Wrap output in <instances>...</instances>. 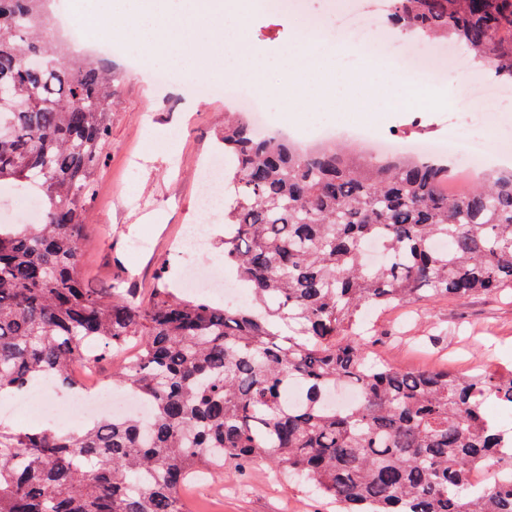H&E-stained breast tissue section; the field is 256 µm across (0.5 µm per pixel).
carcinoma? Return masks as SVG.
Returning <instances> with one entry per match:
<instances>
[{"mask_svg":"<svg viewBox=\"0 0 512 512\" xmlns=\"http://www.w3.org/2000/svg\"><path fill=\"white\" fill-rule=\"evenodd\" d=\"M51 3L0 0V189L35 192L42 210L35 224H0V394L39 380L75 390V364L120 357L112 382L152 418L0 426V512H185L189 475L257 456L341 512H512V479L480 493L466 481L492 461L512 472V435L484 411L490 399L512 411V370L398 369L368 356L362 328L367 306L512 288V169L455 197L446 160L308 151L226 122L234 196L220 249L250 302L86 288L81 243L114 75L89 58L60 65L40 35ZM390 21L465 46L512 84V0H391ZM343 384L361 400L327 404Z\"/></svg>","mask_w":512,"mask_h":512,"instance_id":"carcinoma-1","label":"carcinoma"}]
</instances>
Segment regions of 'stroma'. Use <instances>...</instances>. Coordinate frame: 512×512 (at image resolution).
<instances>
[{
    "label": "stroma",
    "mask_w": 512,
    "mask_h": 512,
    "mask_svg": "<svg viewBox=\"0 0 512 512\" xmlns=\"http://www.w3.org/2000/svg\"><path fill=\"white\" fill-rule=\"evenodd\" d=\"M357 0H310L309 9L321 18L320 41L332 60L326 81L309 112L285 120L281 102L270 99L278 129L310 133L322 127L341 131L367 126L374 137L444 139L450 126L482 132L486 152H498L512 141V112L482 101H471L459 113L447 101L431 97L408 107L387 108L353 97L348 81L359 73L376 83L384 76L373 64V42L353 52L332 38L333 17L356 6ZM300 17L269 12L250 23L255 45L267 52L265 73L277 84L291 85L279 53L298 45ZM95 56L116 75L112 102V131L97 168L88 207L92 227L82 242L79 265L86 287L99 291L126 280L142 296L185 277L188 266H213L225 279L215 247L190 253L184 248L190 226L220 227L223 210L208 213L198 206L205 165L223 155L221 135L225 113L234 111L223 95H200L176 53L154 52L121 37L104 42L69 45V58ZM160 70L177 73L162 82ZM374 328V348L391 364L404 369L450 365L467 374L480 367L512 369V289L496 295L435 303L400 305L383 312L365 311ZM190 512H338L335 504L313 489L275 471L262 458L244 468L225 463L223 475L198 477L185 491Z\"/></svg>",
    "instance_id": "35a3bbf8"
}]
</instances>
